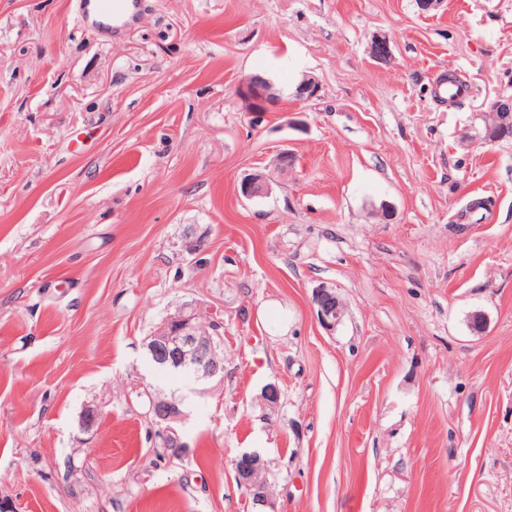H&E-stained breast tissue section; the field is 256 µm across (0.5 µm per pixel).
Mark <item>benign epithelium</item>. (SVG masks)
I'll return each mask as SVG.
<instances>
[{"label":"benign epithelium","instance_id":"benign-epithelium-1","mask_svg":"<svg viewBox=\"0 0 512 512\" xmlns=\"http://www.w3.org/2000/svg\"><path fill=\"white\" fill-rule=\"evenodd\" d=\"M239 92L250 112H267L274 100L270 83L260 76L245 78ZM319 92L318 81L306 75L295 86L293 98L297 102H307L318 97ZM267 191V177L261 173L243 177L238 185V193L245 199L259 197ZM312 302L323 327L332 330L341 323L344 304L336 293V287L319 284L312 291ZM221 328L219 321H202L198 309L186 304L169 315L145 339L144 348L150 361L160 368L184 369L196 382H221L224 380V365L216 358V338L220 336ZM151 412L155 422L164 426L163 448L174 456H181L186 443L174 427V423L184 416L181 402L153 399ZM235 470L239 482L250 492L253 509L263 512L270 505L267 482L260 479V474L266 471L264 459L256 451L244 452L235 460Z\"/></svg>","mask_w":512,"mask_h":512}]
</instances>
